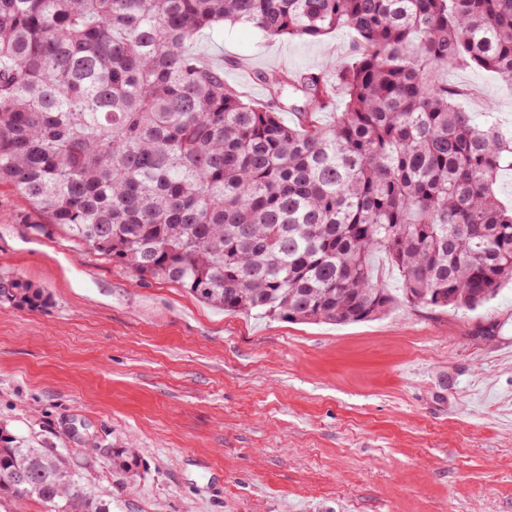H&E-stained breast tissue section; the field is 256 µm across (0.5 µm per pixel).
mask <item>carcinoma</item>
Instances as JSON below:
<instances>
[{"label":"carcinoma","instance_id":"obj_1","mask_svg":"<svg viewBox=\"0 0 512 512\" xmlns=\"http://www.w3.org/2000/svg\"><path fill=\"white\" fill-rule=\"evenodd\" d=\"M226 22L357 41L332 78L257 74L256 105L192 52ZM450 65L512 88V0H0V184L76 244L226 312L378 317L396 296L377 252L407 302L475 309L512 282V207L496 191L512 135L462 106ZM45 302L0 277L1 304ZM97 452L0 434V500L110 512L85 482ZM103 453L139 476L130 449Z\"/></svg>","mask_w":512,"mask_h":512}]
</instances>
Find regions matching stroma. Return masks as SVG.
Listing matches in <instances>:
<instances>
[{
  "mask_svg": "<svg viewBox=\"0 0 512 512\" xmlns=\"http://www.w3.org/2000/svg\"><path fill=\"white\" fill-rule=\"evenodd\" d=\"M349 29L271 38L244 25L194 50L256 103L255 75L323 72ZM479 120L512 131V90L452 66ZM44 289L0 305V431L68 449H135L88 480L111 512H512V285L470 310L397 300L331 325L228 313L77 245L0 186V277Z\"/></svg>",
  "mask_w": 512,
  "mask_h": 512,
  "instance_id": "1",
  "label": "stroma"
}]
</instances>
